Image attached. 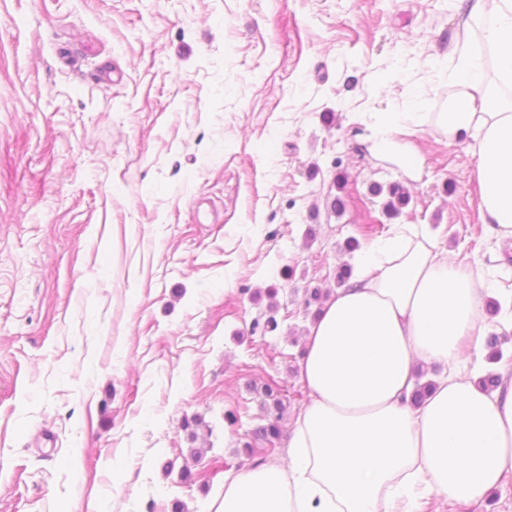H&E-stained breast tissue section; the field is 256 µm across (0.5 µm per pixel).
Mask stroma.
Wrapping results in <instances>:
<instances>
[{
	"label": "stroma",
	"instance_id": "35a3bbf8",
	"mask_svg": "<svg viewBox=\"0 0 512 512\" xmlns=\"http://www.w3.org/2000/svg\"><path fill=\"white\" fill-rule=\"evenodd\" d=\"M455 27L451 0H0V512H216L268 379L287 462L305 299L347 238L428 224L512 289L468 141L417 119ZM370 192L375 197L384 195L385 200L382 203V211L388 219L399 217L402 210L410 203L409 194L399 183L389 184L386 188L381 184H374Z\"/></svg>",
	"mask_w": 512,
	"mask_h": 512
}]
</instances>
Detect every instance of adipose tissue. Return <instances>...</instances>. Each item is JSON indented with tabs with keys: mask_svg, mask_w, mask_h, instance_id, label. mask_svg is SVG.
Instances as JSON below:
<instances>
[{
	"mask_svg": "<svg viewBox=\"0 0 512 512\" xmlns=\"http://www.w3.org/2000/svg\"><path fill=\"white\" fill-rule=\"evenodd\" d=\"M461 78L449 109L432 116L448 136L474 140L483 222L512 239V0H457ZM496 50L498 85L486 82L466 36ZM309 326L299 363L310 400L291 431L287 465L225 478L218 512H418L435 495L482 502L512 474V364L482 388L490 327L484 285L448 255L444 236L390 234ZM443 374L411 405L417 366Z\"/></svg>",
	"mask_w": 512,
	"mask_h": 512,
	"instance_id": "ef3b65f1",
	"label": "adipose tissue"
}]
</instances>
